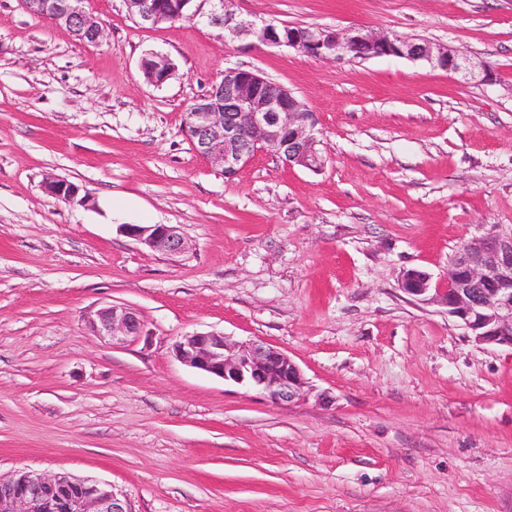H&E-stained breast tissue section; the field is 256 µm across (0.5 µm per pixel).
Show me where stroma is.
<instances>
[{"mask_svg": "<svg viewBox=\"0 0 512 512\" xmlns=\"http://www.w3.org/2000/svg\"><path fill=\"white\" fill-rule=\"evenodd\" d=\"M96 43L0 0V476L67 472L133 512H512V349L446 307L464 241L512 228V0H236L290 25L365 26L488 65L327 62L201 22L144 28L88 0ZM149 52L175 65L149 83ZM318 120L321 170L259 152L233 179L184 114L225 69ZM90 200L63 202L46 175ZM124 224H175L153 251ZM135 310L112 345L87 315ZM193 332L285 352L306 397L274 404L174 355Z\"/></svg>", "mask_w": 512, "mask_h": 512, "instance_id": "obj_1", "label": "stroma"}]
</instances>
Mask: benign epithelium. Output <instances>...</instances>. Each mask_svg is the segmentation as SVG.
<instances>
[{
	"mask_svg": "<svg viewBox=\"0 0 512 512\" xmlns=\"http://www.w3.org/2000/svg\"><path fill=\"white\" fill-rule=\"evenodd\" d=\"M235 0H125L128 14L142 27L180 20L204 21L233 37H249L253 46L287 47L311 57L352 61L375 57H406L465 79L494 80L487 65L426 40L402 39L362 26L344 28L288 25L234 10ZM86 0H24L30 12L66 29L82 42L96 43L103 30L86 10ZM171 62L150 52L141 61L148 81L161 85L171 76ZM314 112L286 87L260 73L224 71L191 105L185 132L196 151L224 176L237 175L259 152L273 151L288 167L318 170L324 165ZM45 192L67 202L89 201L80 187L50 176ZM121 231L153 251L176 255L185 240L174 224H122ZM402 290L421 300L431 297L448 308V316L480 343L512 349V229L490 233L458 246L448 263L446 287H432L430 274L410 269ZM95 333L112 344L139 335L141 322L132 310L110 306L88 316ZM183 363L227 383L247 386L269 401L293 403L304 398L301 369L284 352L253 343L240 346L222 333L194 332L175 346ZM0 512H132L106 483L78 479L67 473L52 476L24 470L0 477Z\"/></svg>",
	"mask_w": 512,
	"mask_h": 512,
	"instance_id": "benign-epithelium-1",
	"label": "benign epithelium"
}]
</instances>
